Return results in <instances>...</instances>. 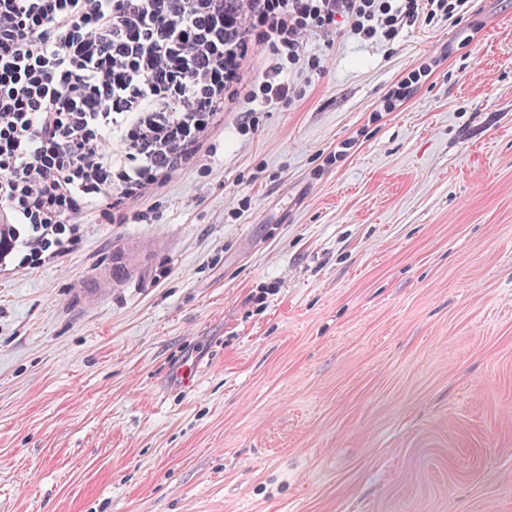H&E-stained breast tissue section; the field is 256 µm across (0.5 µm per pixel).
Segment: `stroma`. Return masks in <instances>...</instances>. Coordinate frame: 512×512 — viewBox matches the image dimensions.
<instances>
[{"label": "stroma", "mask_w": 512, "mask_h": 512, "mask_svg": "<svg viewBox=\"0 0 512 512\" xmlns=\"http://www.w3.org/2000/svg\"><path fill=\"white\" fill-rule=\"evenodd\" d=\"M307 50L255 128L0 270V512H512V0ZM426 71H432V64H429V66L423 65L422 72ZM422 72L421 69L419 68L417 73L415 71L411 72L407 78L402 79L398 83L396 89L393 90L392 94L385 101V111H392L395 108L394 102L405 98L409 94L412 85L416 84L419 81V78H421Z\"/></svg>", "instance_id": "35a3bbf8"}]
</instances>
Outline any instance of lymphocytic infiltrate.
I'll list each match as a JSON object with an SVG mask.
<instances>
[{"label":"lymphocytic infiltrate","mask_w":512,"mask_h":512,"mask_svg":"<svg viewBox=\"0 0 512 512\" xmlns=\"http://www.w3.org/2000/svg\"><path fill=\"white\" fill-rule=\"evenodd\" d=\"M467 0H0V268L64 259L88 214L197 161L224 113L292 99L306 41H393ZM270 62L253 80L255 49Z\"/></svg>","instance_id":"1"}]
</instances>
